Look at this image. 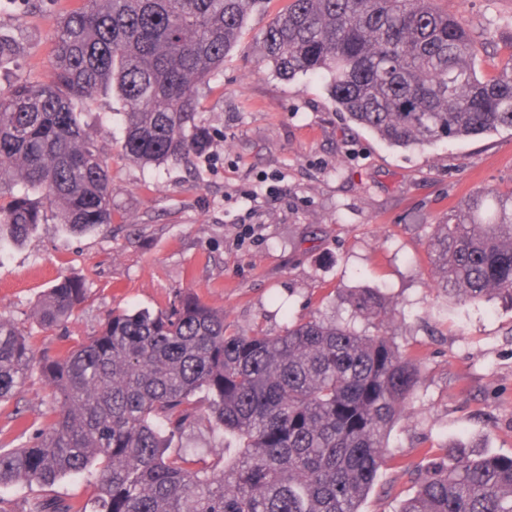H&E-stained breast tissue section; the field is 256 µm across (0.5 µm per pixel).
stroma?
<instances>
[{
    "label": "stroma",
    "mask_w": 512,
    "mask_h": 512,
    "mask_svg": "<svg viewBox=\"0 0 512 512\" xmlns=\"http://www.w3.org/2000/svg\"><path fill=\"white\" fill-rule=\"evenodd\" d=\"M283 0L250 17L241 46L199 97L198 120L211 134L206 154L141 166L123 156L122 101L99 93L79 105L111 176L110 232L48 222L22 241L0 242V315L31 333L37 355L97 335L112 313L165 309L189 291L223 310L242 334L282 333L310 317L337 318L385 333L421 360L403 417L386 439V462L363 512H399L416 476L448 445L512 456V304L492 297L460 305L433 288L427 243L438 222L481 190L512 189V130L443 139L421 149L393 147L337 112L327 80H288L258 62L256 37ZM486 44L480 75L495 74L512 42V0H438ZM56 10L0 0V36L17 46L0 85L44 82L51 74ZM61 276L88 288L77 316L40 329L35 306ZM374 288L400 310L374 324L344 299ZM48 390L32 372L0 404V442L23 444L17 424L42 428ZM83 475L51 485L0 490L7 512L36 500L84 501Z\"/></svg>",
    "instance_id": "1"
}]
</instances>
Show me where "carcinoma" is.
Returning <instances> with one entry per match:
<instances>
[{"label":"carcinoma","mask_w":512,"mask_h":512,"mask_svg":"<svg viewBox=\"0 0 512 512\" xmlns=\"http://www.w3.org/2000/svg\"><path fill=\"white\" fill-rule=\"evenodd\" d=\"M265 2L78 0L61 13L50 80L0 88V240L24 238L49 211L80 231L111 228L107 163L75 111L105 86L124 105L128 160L204 153L199 91ZM481 48L437 0H288L260 41L281 77L326 75L336 111L401 148L512 129V40L487 78L474 66ZM428 251L445 294L512 304V190L474 195L437 225ZM86 297L82 280L63 278L35 320L52 330ZM347 303L366 319L393 314L372 288ZM33 358L30 336L0 316V404ZM40 374L45 424L28 444H0V488L86 474L97 494L31 512H361L420 362L334 320L239 334L224 311L181 292L157 313H112L88 341L44 357ZM203 417L224 439L211 463L200 448L173 447ZM443 451L399 512H512V456Z\"/></svg>","instance_id":"cac0c4a2"}]
</instances>
